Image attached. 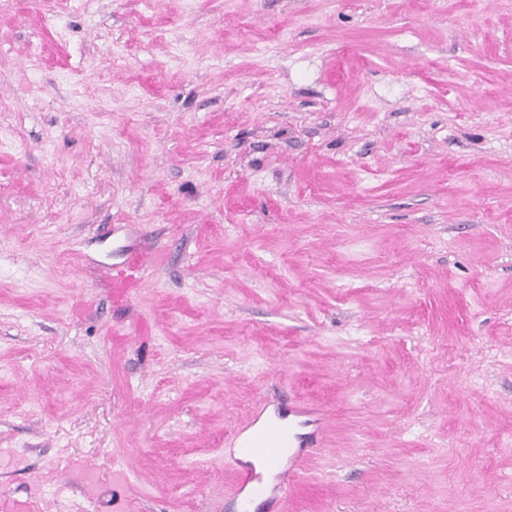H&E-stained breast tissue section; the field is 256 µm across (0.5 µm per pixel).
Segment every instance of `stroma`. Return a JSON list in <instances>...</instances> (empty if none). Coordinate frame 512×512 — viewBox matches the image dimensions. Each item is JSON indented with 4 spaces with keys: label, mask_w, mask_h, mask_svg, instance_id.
Returning <instances> with one entry per match:
<instances>
[{
    "label": "stroma",
    "mask_w": 512,
    "mask_h": 512,
    "mask_svg": "<svg viewBox=\"0 0 512 512\" xmlns=\"http://www.w3.org/2000/svg\"><path fill=\"white\" fill-rule=\"evenodd\" d=\"M260 399L512 512V0H0V502L224 512Z\"/></svg>",
    "instance_id": "stroma-1"
}]
</instances>
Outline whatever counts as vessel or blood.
<instances>
[{
  "label": "vessel or blood",
  "mask_w": 512,
  "mask_h": 512,
  "mask_svg": "<svg viewBox=\"0 0 512 512\" xmlns=\"http://www.w3.org/2000/svg\"><path fill=\"white\" fill-rule=\"evenodd\" d=\"M268 406L257 401L250 425L234 429L231 442L237 450L240 468L235 471V482L224 496V505L231 512H249L254 501L269 504L273 512H287V506L299 486L303 470L302 450L308 441L296 431L297 419H305L312 426L325 420L322 410L310 403H299L277 419H269ZM263 457L276 476L275 486H267L253 459Z\"/></svg>",
  "instance_id": "b4317fda"
}]
</instances>
